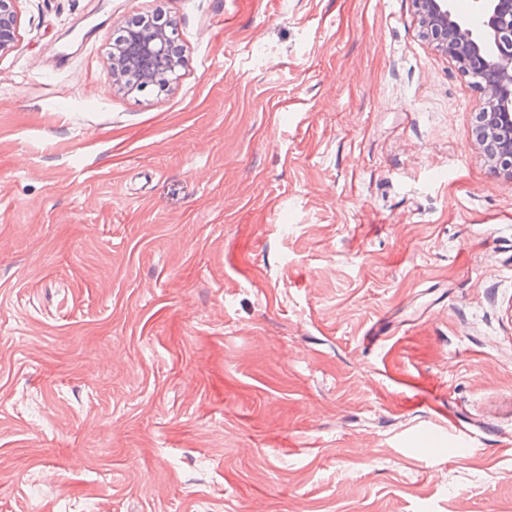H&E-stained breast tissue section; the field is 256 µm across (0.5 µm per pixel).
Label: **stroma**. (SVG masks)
Segmentation results:
<instances>
[{"label":"stroma","instance_id":"35a3bbf8","mask_svg":"<svg viewBox=\"0 0 512 512\" xmlns=\"http://www.w3.org/2000/svg\"><path fill=\"white\" fill-rule=\"evenodd\" d=\"M16 9L0 512H512V179L412 0ZM174 67L167 32L153 27L138 28L129 31L123 45L112 47L108 75L112 87L120 89L132 69H137L144 80H155Z\"/></svg>","mask_w":512,"mask_h":512}]
</instances>
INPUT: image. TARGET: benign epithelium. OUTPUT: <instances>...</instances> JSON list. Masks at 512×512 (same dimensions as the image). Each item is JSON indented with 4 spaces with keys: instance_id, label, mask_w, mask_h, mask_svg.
Returning <instances> with one entry per match:
<instances>
[{
    "instance_id": "7a95c632",
    "label": "benign epithelium",
    "mask_w": 512,
    "mask_h": 512,
    "mask_svg": "<svg viewBox=\"0 0 512 512\" xmlns=\"http://www.w3.org/2000/svg\"><path fill=\"white\" fill-rule=\"evenodd\" d=\"M17 0H0V52L15 38ZM424 37L455 62L484 95L475 135L494 170L512 180V0H474L482 28L471 29L455 14L452 0H414ZM167 30L129 31L124 44L110 51L109 80L124 87L132 69L145 80L173 70Z\"/></svg>"
}]
</instances>
